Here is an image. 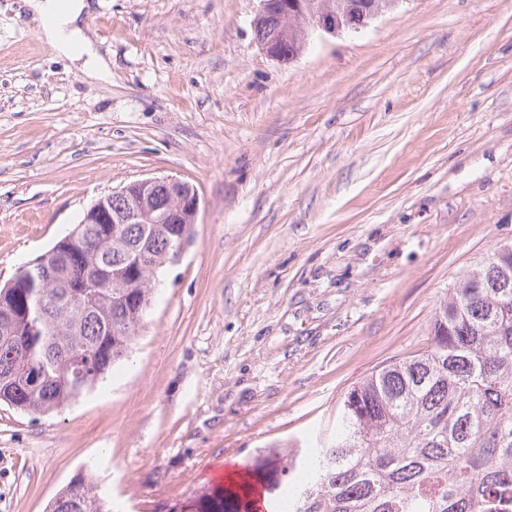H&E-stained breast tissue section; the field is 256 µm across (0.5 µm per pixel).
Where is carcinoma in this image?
<instances>
[{
    "mask_svg": "<svg viewBox=\"0 0 512 512\" xmlns=\"http://www.w3.org/2000/svg\"><path fill=\"white\" fill-rule=\"evenodd\" d=\"M83 224L60 263L17 269L0 288V403L46 414L117 364L143 326L177 234L191 225ZM147 260L137 264V255ZM105 272L118 288L80 285ZM431 344L344 394L336 430L288 451L273 512H512V251L495 249L449 291ZM82 355L84 376L73 357ZM49 512H112L88 473Z\"/></svg>",
    "mask_w": 512,
    "mask_h": 512,
    "instance_id": "cac0c4a2",
    "label": "carcinoma"
}]
</instances>
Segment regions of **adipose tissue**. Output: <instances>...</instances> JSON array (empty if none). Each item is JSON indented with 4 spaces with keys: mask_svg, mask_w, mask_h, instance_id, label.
Listing matches in <instances>:
<instances>
[{
    "mask_svg": "<svg viewBox=\"0 0 512 512\" xmlns=\"http://www.w3.org/2000/svg\"><path fill=\"white\" fill-rule=\"evenodd\" d=\"M25 5L40 20V35L57 55L82 60L89 79L111 80L107 62L95 52L80 21L88 7L86 0H25Z\"/></svg>",
    "mask_w": 512,
    "mask_h": 512,
    "instance_id": "ef3b65f1",
    "label": "adipose tissue"
}]
</instances>
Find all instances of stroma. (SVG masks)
<instances>
[{"instance_id":"obj_1","label":"stroma","mask_w":512,"mask_h":512,"mask_svg":"<svg viewBox=\"0 0 512 512\" xmlns=\"http://www.w3.org/2000/svg\"><path fill=\"white\" fill-rule=\"evenodd\" d=\"M112 71L0 0V286L100 196L149 177L200 208L128 359L54 412L0 405V512L91 470L114 512H203L213 472L287 482L285 444L430 344L450 288L512 242V0H397L292 62L260 0H90Z\"/></svg>"}]
</instances>
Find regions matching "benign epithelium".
I'll list each match as a JSON object with an SVG mask.
<instances>
[{
    "mask_svg": "<svg viewBox=\"0 0 512 512\" xmlns=\"http://www.w3.org/2000/svg\"><path fill=\"white\" fill-rule=\"evenodd\" d=\"M392 0H261L253 21L256 43L265 54L291 62L305 50H286L296 26L306 24L305 37L359 32L381 14ZM119 198L125 206L112 213L114 224H186L199 210V197L189 183L176 177L138 180L97 199L85 212L83 223L95 224L108 204Z\"/></svg>",
    "mask_w": 512,
    "mask_h": 512,
    "instance_id": "benign-epithelium-1",
    "label": "benign epithelium"
}]
</instances>
